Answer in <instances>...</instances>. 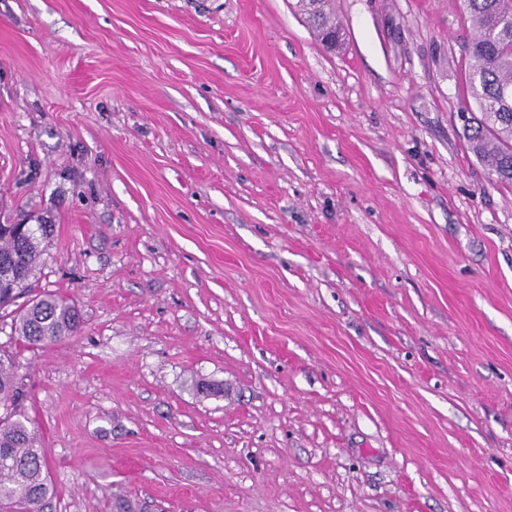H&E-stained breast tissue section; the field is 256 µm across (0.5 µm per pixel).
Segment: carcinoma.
Here are the masks:
<instances>
[{
	"instance_id": "obj_1",
	"label": "carcinoma",
	"mask_w": 512,
	"mask_h": 512,
	"mask_svg": "<svg viewBox=\"0 0 512 512\" xmlns=\"http://www.w3.org/2000/svg\"><path fill=\"white\" fill-rule=\"evenodd\" d=\"M311 26L331 48L336 35L334 0H300ZM505 0H464L476 29L467 47V90L481 117L466 127L469 149L487 162L500 182L512 184V14ZM52 224H0V309L12 305L31 287L39 269L42 243ZM81 317L75 304L45 293L14 315L15 342L44 345L76 335ZM0 512H47L56 496L47 458L29 418L18 411L13 360L0 353Z\"/></svg>"
}]
</instances>
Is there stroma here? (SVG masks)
<instances>
[{"label": "stroma", "instance_id": "1", "mask_svg": "<svg viewBox=\"0 0 512 512\" xmlns=\"http://www.w3.org/2000/svg\"><path fill=\"white\" fill-rule=\"evenodd\" d=\"M0 0V224L53 512H512V184L462 0ZM308 15L311 26L317 31L321 40L328 48H336L343 40V33L336 37L334 0H300ZM334 38V47H333ZM0 224V309L12 305L31 287L39 269L42 243L54 233L53 224ZM15 342L44 345L75 336L81 317L75 304L58 295L45 293L30 300L14 315Z\"/></svg>", "mask_w": 512, "mask_h": 512}]
</instances>
